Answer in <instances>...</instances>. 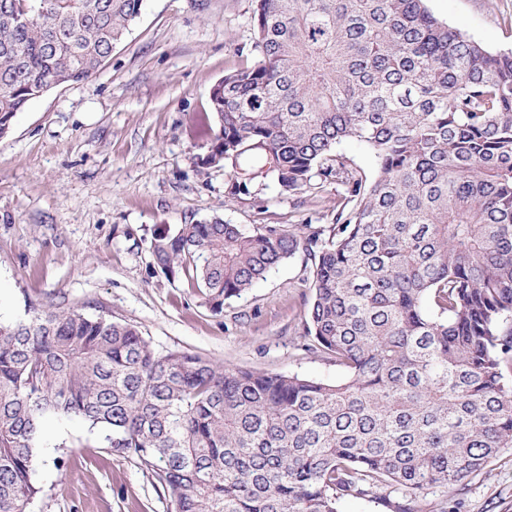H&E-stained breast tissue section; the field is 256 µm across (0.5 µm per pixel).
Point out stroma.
I'll use <instances>...</instances> for the list:
<instances>
[{
	"mask_svg": "<svg viewBox=\"0 0 512 512\" xmlns=\"http://www.w3.org/2000/svg\"><path fill=\"white\" fill-rule=\"evenodd\" d=\"M254 0H143L98 72L55 87L17 113L0 138V320L31 306L78 308L138 326L155 352L200 355L257 372L333 381L336 364L303 350L314 261L296 251L215 313L153 265L160 231L215 217L251 231L327 226L335 185L282 192L258 177L228 200L231 165L203 158L216 131L210 91L252 64ZM430 12L492 51L512 50V0H427ZM29 512H173L170 497L101 432L50 418L34 459ZM444 512H512V447L464 485L436 486Z\"/></svg>",
	"mask_w": 512,
	"mask_h": 512,
	"instance_id": "stroma-1",
	"label": "stroma"
}]
</instances>
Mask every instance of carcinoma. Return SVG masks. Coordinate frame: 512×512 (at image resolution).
I'll list each match as a JSON object with an SVG mask.
<instances>
[{
  "mask_svg": "<svg viewBox=\"0 0 512 512\" xmlns=\"http://www.w3.org/2000/svg\"><path fill=\"white\" fill-rule=\"evenodd\" d=\"M143 0H0V133L49 80L95 74ZM251 65L224 75L210 147L281 190L336 184L327 229L220 219L150 241L219 313L304 249L306 349L334 382L156 353L134 324L34 306L0 322V512H29L46 418L106 431L174 512H338L381 485H457L512 447V51L426 0H255ZM374 154L368 180L336 146Z\"/></svg>",
  "mask_w": 512,
  "mask_h": 512,
  "instance_id": "carcinoma-1",
  "label": "carcinoma"
}]
</instances>
